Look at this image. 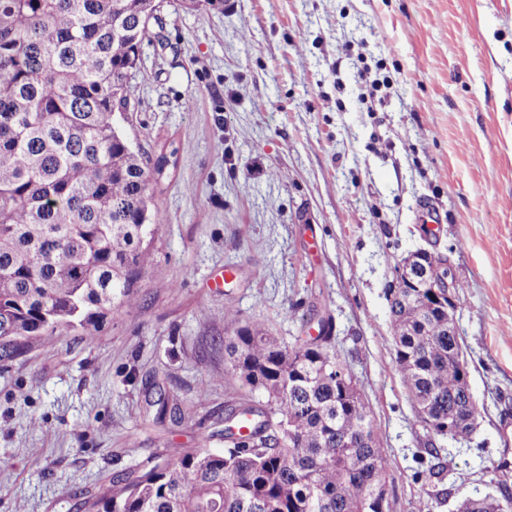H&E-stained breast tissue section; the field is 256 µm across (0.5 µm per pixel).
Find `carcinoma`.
Returning a JSON list of instances; mask_svg holds the SVG:
<instances>
[{
  "label": "carcinoma",
  "mask_w": 512,
  "mask_h": 512,
  "mask_svg": "<svg viewBox=\"0 0 512 512\" xmlns=\"http://www.w3.org/2000/svg\"><path fill=\"white\" fill-rule=\"evenodd\" d=\"M167 0H0V358L34 336L94 326L136 303L152 194L170 154L136 153L115 120L149 25ZM426 288L389 289L394 361L418 422L440 440L467 442L485 414L464 391L459 326L448 328V258L425 252ZM237 377L263 395L224 415L227 448L185 450L103 486L86 512H388L375 487L390 459L348 364L331 337L288 347L268 326L224 337ZM157 418L181 415L163 391ZM452 425L453 433L447 430ZM437 460L416 479L433 482ZM499 494L476 493L456 512H512L507 463L485 470Z\"/></svg>",
  "instance_id": "1"
}]
</instances>
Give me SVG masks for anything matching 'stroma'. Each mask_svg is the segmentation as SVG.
Here are the masks:
<instances>
[{
	"instance_id": "35a3bbf8",
	"label": "stroma",
	"mask_w": 512,
	"mask_h": 512,
	"mask_svg": "<svg viewBox=\"0 0 512 512\" xmlns=\"http://www.w3.org/2000/svg\"><path fill=\"white\" fill-rule=\"evenodd\" d=\"M151 29L119 125L146 156L178 150L164 222L134 308L0 359V512H78L148 460L223 451L224 410L249 395L225 337L264 322L290 344L323 321L388 451L391 512H415L430 437L386 293L420 248L461 284L486 408L470 442L443 443L433 512H454L484 467L512 465V0H172ZM155 383L181 422H155Z\"/></svg>"
}]
</instances>
